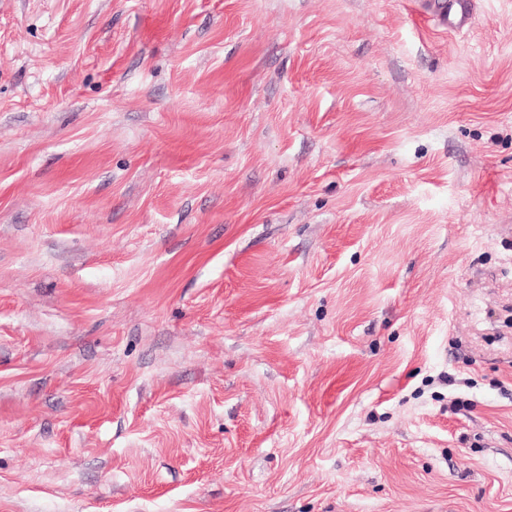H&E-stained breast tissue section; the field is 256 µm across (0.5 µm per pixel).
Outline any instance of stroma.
<instances>
[{"instance_id": "35a3bbf8", "label": "stroma", "mask_w": 512, "mask_h": 512, "mask_svg": "<svg viewBox=\"0 0 512 512\" xmlns=\"http://www.w3.org/2000/svg\"><path fill=\"white\" fill-rule=\"evenodd\" d=\"M0 0V512H512V0ZM446 2V13L443 15L448 21V28L462 30L473 17L477 0H443Z\"/></svg>"}]
</instances>
